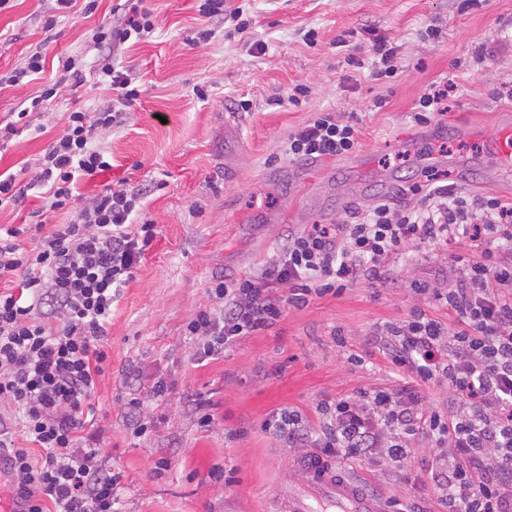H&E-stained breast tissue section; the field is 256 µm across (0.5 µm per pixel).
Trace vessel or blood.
<instances>
[{"label":"vessel or blood","mask_w":512,"mask_h":512,"mask_svg":"<svg viewBox=\"0 0 512 512\" xmlns=\"http://www.w3.org/2000/svg\"><path fill=\"white\" fill-rule=\"evenodd\" d=\"M296 478L283 492L280 512H386V504L322 456L292 461Z\"/></svg>","instance_id":"obj_1"}]
</instances>
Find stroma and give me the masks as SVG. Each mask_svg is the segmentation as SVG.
Instances as JSON below:
<instances>
[{"instance_id": "1", "label": "stroma", "mask_w": 512, "mask_h": 512, "mask_svg": "<svg viewBox=\"0 0 512 512\" xmlns=\"http://www.w3.org/2000/svg\"><path fill=\"white\" fill-rule=\"evenodd\" d=\"M200 2L143 0L153 33L101 46L93 36L123 25L124 0H78L63 12L54 0H10L0 10V78L35 51L46 55L42 79L23 87L0 81V121L39 95L44 81L62 82L42 114L32 115V130L0 148V172L17 174L25 190L18 205L0 210V225L28 224L42 212L31 182L69 113L115 99L95 70L109 60L137 74L138 100L100 140L113 168L79 186L88 197L128 179L159 230L112 306L108 368L96 394L102 454L124 476L119 512H275L295 476V451L264 431L263 421L283 407L310 416L325 398L403 387L406 378L379 351L376 330L417 308L447 320L445 308L413 287H451L476 254L462 247L454 260L425 245L408 248L388 279L290 308L273 329L201 365L185 325L214 307L215 282L259 271L288 234L348 220L383 196L407 203L403 188L429 169L447 173L462 195L512 199V161L498 149L499 133L512 131V101L493 96L512 84V0L472 7L463 0H250L255 23L244 34L230 16L201 15ZM435 25L440 39L426 38ZM310 29L311 43L303 38ZM379 35L398 48L390 78L366 65ZM341 37L348 41L342 48ZM255 41L265 46L258 57L249 51ZM352 56L363 67L349 65ZM70 57L80 76L63 72ZM444 80L455 87L447 114L416 124L418 99ZM295 84L309 88L302 104L276 105ZM244 100L249 109H241ZM321 110L360 126L353 153L289 160V134ZM352 353L363 365L348 362ZM159 380L168 389L157 396ZM134 397L140 407L130 406ZM203 401L213 415L208 427L200 422ZM140 423L148 426L142 436ZM437 452L419 438L404 464L357 460L341 469L401 512H446L429 482ZM162 460L169 463L163 471ZM224 467L233 471L232 486L211 477Z\"/></svg>"}]
</instances>
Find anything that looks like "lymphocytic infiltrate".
I'll return each mask as SVG.
<instances>
[{
    "label": "lymphocytic infiltrate",
    "instance_id": "1",
    "mask_svg": "<svg viewBox=\"0 0 512 512\" xmlns=\"http://www.w3.org/2000/svg\"><path fill=\"white\" fill-rule=\"evenodd\" d=\"M125 6L123 27L99 29L95 41L152 33L140 0ZM99 73L116 91V105L71 112L33 180L45 190V209H70L69 222L51 231L41 223L0 226V408L17 417L11 427L0 422V461L19 512H114L123 479L102 463L93 399L105 373L112 305L157 229L135 223L140 195L124 185L86 199L76 192L82 179L111 169L100 138L139 97L125 67L107 62ZM358 137L355 124L319 112L289 134L285 152L292 159L337 157ZM406 193L416 205L381 198L358 220L289 234L259 273L215 283L216 309L199 311L186 333L200 339L197 360L215 359L241 338L273 328L288 308L340 296L362 278L385 280L391 260L408 247L479 251L453 288H416L447 309L449 322L417 310L377 330L380 350L409 385L319 402L317 432L290 408L262 427L292 448L397 464L416 438H430L440 448L430 480L449 512H512V202L459 195L436 172ZM25 235L32 247L22 246ZM431 382L447 384V408L422 404L416 386Z\"/></svg>",
    "mask_w": 512,
    "mask_h": 512
}]
</instances>
